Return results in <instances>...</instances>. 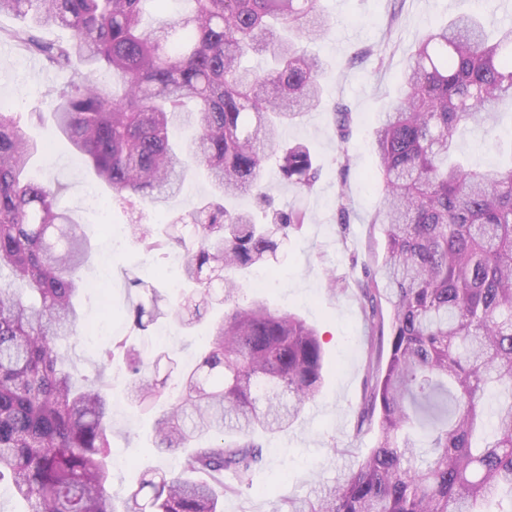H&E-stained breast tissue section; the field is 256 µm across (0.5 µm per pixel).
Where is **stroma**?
<instances>
[{
  "label": "stroma",
  "mask_w": 512,
  "mask_h": 512,
  "mask_svg": "<svg viewBox=\"0 0 512 512\" xmlns=\"http://www.w3.org/2000/svg\"><path fill=\"white\" fill-rule=\"evenodd\" d=\"M473 0H321L333 29L312 49L328 64L324 80L326 105L290 128L288 140L308 145L321 166V175L304 193L280 180L276 164L262 173L273 188L274 208H303L306 224L291 233L288 257L265 265L274 277L261 295L279 310L297 314L318 328L325 353V382L307 402L299 420L284 435L263 442L266 464L254 478V488L225 495L224 512H272L280 497H311L340 471L357 465L376 441V431H358L367 353L365 323L358 285L368 265L381 264L385 236L371 217L382 188L376 179L373 134L400 84L406 55L428 27L471 13ZM373 46L381 57L359 58ZM66 74L48 68L42 60L24 56L0 42V102L9 104L26 134L33 140L53 141L52 153L33 156L31 177L56 180L65 190L59 198L91 241L92 254L83 268L87 283L80 307L85 324L106 329L95 344L78 338L72 359L82 374L95 377L99 360L113 338L132 335L127 318L126 274L151 282L163 293L179 292V270L164 251L139 246L130 231V208L113 199L90 169L72 155L65 140L55 138L50 124L38 114L50 113L48 91L68 83ZM348 106L346 129H338L331 107ZM500 127L489 137L477 129L458 136L461 152L480 169L503 166L512 154V105L500 109ZM209 183L189 176L181 193L166 206L142 207L144 224H165L208 195ZM351 201L347 219L336 210L338 193ZM341 280L345 290L331 293L328 276ZM206 326L185 331L159 323L146 334L134 335L145 355L163 347L182 350L194 360L206 345ZM111 481L109 491L123 498L143 466H174L175 460L153 444L149 415L131 406L123 374L112 376Z\"/></svg>",
  "instance_id": "stroma-1"
}]
</instances>
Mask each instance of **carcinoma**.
<instances>
[{
    "label": "carcinoma",
    "mask_w": 512,
    "mask_h": 512,
    "mask_svg": "<svg viewBox=\"0 0 512 512\" xmlns=\"http://www.w3.org/2000/svg\"><path fill=\"white\" fill-rule=\"evenodd\" d=\"M144 0H0V14L36 26L3 37L60 72L50 93L56 131L117 197L162 206L195 166L212 195L162 230L130 225L149 249L180 253L190 287L178 301L126 276L128 314L145 332L160 319L207 322L208 350L194 368L174 351L141 356L115 338L101 370L123 364L140 407L153 410L167 381L177 395L155 417L157 448L177 472L153 470L124 507L108 491L111 385L91 381L58 348L78 339L76 305L89 244L62 186L25 178L31 141L0 105V482L29 512H222L264 463L254 434L279 435L323 385L317 330L255 296L240 303V273L276 256L306 223L301 208L256 224L224 201L264 197V165L301 191L318 178L310 149L281 145L283 130L323 101V60L307 42L330 33L320 0H192L140 28ZM73 32L48 41L36 27ZM265 55L263 73L245 66ZM107 70L122 92L98 79ZM512 101V26L490 34L481 16L435 26L409 53L398 93L375 128L383 200L381 265L360 285L371 347L359 426H377L364 460L315 500L281 498L272 512H512V167L474 170L456 156L462 127L494 131ZM235 436L228 442L224 435Z\"/></svg>",
    "instance_id": "cac0c4a2"
}]
</instances>
